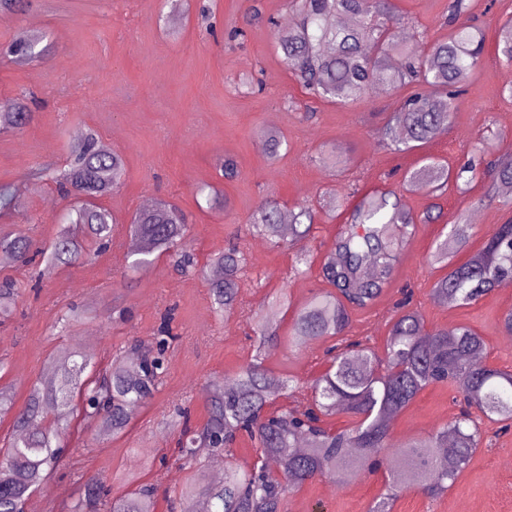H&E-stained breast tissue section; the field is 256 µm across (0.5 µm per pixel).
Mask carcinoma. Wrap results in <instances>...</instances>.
<instances>
[{
	"mask_svg": "<svg viewBox=\"0 0 512 512\" xmlns=\"http://www.w3.org/2000/svg\"><path fill=\"white\" fill-rule=\"evenodd\" d=\"M293 18L288 28L277 30L275 43L282 64L307 93L337 104L356 102L371 92L396 91L407 85L422 87L402 98L396 111L385 118L381 138L395 152L421 148L447 133L453 101L463 94L484 52V38L466 24L470 0H452L448 6V38L420 48L396 40L399 24L392 0H290ZM42 37L20 34L7 48L18 63L43 59ZM500 52L512 63V21L499 30ZM399 59L394 67L391 60ZM33 120L20 98L0 103V131L20 129ZM284 138L265 131L260 144L277 156ZM123 157L106 151L98 135L86 133L71 148L62 170L36 173L52 180L58 191L76 199L55 239L35 248L29 237L0 228V253L24 264L37 253L45 267L71 264L86 250L112 243L117 222L98 198L121 185ZM481 179L489 192L512 198V152L497 157L490 167L461 168L434 159L410 172L407 184L434 188L454 182L465 185ZM17 190L0 186V214L15 207ZM317 212L300 207L288 212L272 196L263 199L253 214L249 233L279 244L298 247L297 263L309 264L303 244L312 234ZM440 206L430 205L414 217L401 197L391 190L365 194L339 225L320 267L322 281L331 290L313 294L297 311L288 337L279 334L277 317L290 307L282 293L275 309L259 316L254 355L229 380H215L207 390L208 418L197 431L183 429L182 453L190 464L205 455H224V479L209 480L202 469L192 471L180 490L181 512H194L205 500L210 512H288V494L318 475L370 473L390 454L398 455L404 470L390 472L385 492L371 512H391L403 490L416 487L431 497L448 490L459 471L484 438L472 411L498 422L512 421V371L485 362L487 345L468 326L425 332L424 319L415 309L401 308L392 319L385 356L351 343L345 349L327 350L330 367L314 378L309 388L312 402L302 410H269L271 387L286 392L296 388L293 379L274 374L265 366L283 340L342 336L349 326L348 306L372 307L390 287L401 255L417 223H433ZM129 231L139 240L130 253L128 267L138 269L156 252H174L184 273L196 269L193 254L183 247L189 225L181 209L165 200L135 211ZM474 237L471 224L451 225L430 255L428 265L448 269L433 285L435 303H473L512 279V224L487 233L484 242L466 261L454 263V254ZM236 245L213 256L208 265L223 275L208 278L214 313L222 316L237 304L239 275L245 264ZM15 300L9 279L0 281V314ZM164 318L158 331L156 353L127 352L110 368L94 375L92 356L64 351L53 359L54 381L30 389L25 407L14 422V433L0 444V512H23L29 495L50 488L49 474L58 458L59 418L48 419L54 408L62 415L77 414L94 423L103 436L124 433L139 406L152 398L162 383L163 355L173 336ZM460 389L464 408L454 420L435 432L402 446L391 441L390 418L402 413L431 384ZM346 412L352 426L331 431L322 417ZM241 434L258 444L252 465L241 467L231 459V449ZM448 457V465L441 463ZM155 490L140 484L112 500L110 489L90 479L84 497L65 505L66 512H154Z\"/></svg>",
	"mask_w": 512,
	"mask_h": 512,
	"instance_id": "1",
	"label": "carcinoma"
}]
</instances>
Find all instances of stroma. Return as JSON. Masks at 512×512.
Masks as SVG:
<instances>
[{"instance_id":"1","label":"stroma","mask_w":512,"mask_h":512,"mask_svg":"<svg viewBox=\"0 0 512 512\" xmlns=\"http://www.w3.org/2000/svg\"><path fill=\"white\" fill-rule=\"evenodd\" d=\"M449 2L393 0L406 18L395 36L408 42L420 35L430 43L445 38ZM256 5L264 15L260 23L251 19ZM290 15L288 0H27L17 16L0 20V100L24 97L33 114L23 130L0 132V184L19 191L11 224L39 244L56 235L70 202L53 182L34 174L63 168L79 135L96 132L125 161L123 183L101 200L118 221L109 250L41 275L15 261L0 265V279L11 278L18 287L13 314L0 323V360L6 364L0 383L14 392L12 406L0 411V438L10 433L31 387L49 384L58 353L77 348L107 365L134 342H151L166 311L174 313L162 385L122 435L103 437L95 425L71 420L50 490L29 497L42 512H63L92 478L111 484L116 496L135 483L154 484L155 512H171L187 475L179 433L168 426L174 407L189 405L191 426L204 424L206 385L234 377L253 355L255 314L268 311L280 293L298 306L323 288L321 258L338 224L368 191H395L417 216L438 204L441 216L417 226L392 286L377 303L352 309L345 340L384 355L390 320L406 296L426 329L469 326L485 339L488 363L512 370V346L502 342L499 322L512 308V290L495 289L469 305L440 306L431 289L444 271L426 262L459 216L478 218L489 232L512 223V204L488 196L481 181L464 191L448 186L438 197L431 187L412 192L404 183L426 157L457 169L512 152V64L497 50L512 0H471L469 21L485 36L481 65L456 100L447 133L412 152L387 150L379 136L383 116L397 109L402 92L374 93L347 106L305 94L273 48L270 21ZM21 29L46 36L50 52L39 63L19 64L3 54ZM235 29L245 30V38L229 40ZM267 130L288 143L278 158L261 149ZM227 156L237 165L230 181L219 171ZM212 187L223 192L226 210L209 208ZM326 192L336 194L340 207L318 216L307 244V275H295V251L287 244L245 234L266 195L293 210ZM159 197L187 215L193 226L189 246L199 265L230 243L244 249L247 264L233 313L215 316L206 281L176 272L169 254L128 271V219ZM332 344L329 338L284 344L266 364L301 383L297 398L303 402L311 395L306 384L324 371ZM459 396L453 386L426 387L393 421L394 443L448 424L459 411ZM478 423L483 444L453 486L434 498L406 489L391 512H512V429L500 431L483 417ZM392 467L387 460L377 472L355 478L317 477L290 494L288 512H370Z\"/></svg>"}]
</instances>
